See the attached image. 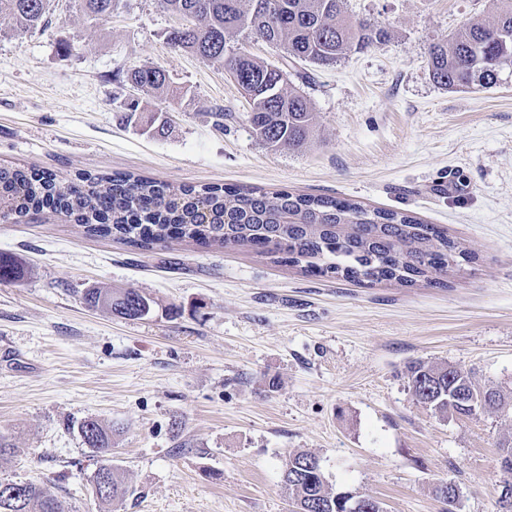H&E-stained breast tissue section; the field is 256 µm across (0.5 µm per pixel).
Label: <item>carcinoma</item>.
Here are the masks:
<instances>
[{
    "label": "carcinoma",
    "mask_w": 512,
    "mask_h": 512,
    "mask_svg": "<svg viewBox=\"0 0 512 512\" xmlns=\"http://www.w3.org/2000/svg\"><path fill=\"white\" fill-rule=\"evenodd\" d=\"M93 16L105 19L116 0H82ZM174 14H192L197 25L190 32L173 29L168 43L190 50L224 67L247 98V121L253 134L272 149L302 148L313 132L308 100L286 86L280 66L227 49L240 31L282 47L293 62L328 66L353 50L382 42L388 31L345 14L344 0H160ZM489 21L471 22L429 47L434 82L450 91L489 89L500 82L503 45L512 50V0H496ZM49 0H0V17L13 20L15 30L35 29L45 22ZM127 81L143 91L168 92L165 72L158 67L133 68ZM0 200L8 207L4 219L49 209L85 225L92 236H110L142 250L174 239H191L206 247L248 248L284 255L305 270L336 273L361 282L395 280L405 286L437 283L448 268L474 253L460 248L448 232L425 224L405 212L371 208L347 199L315 197L286 190L235 189L218 186H173L144 176L105 177L86 174L63 182L53 173L0 168ZM336 261L325 266L326 257ZM21 269L0 255V281L19 277ZM86 301L112 314L139 319L149 303L129 288L102 300L90 291ZM408 385L416 400L428 401L442 416H472L473 378L443 364L414 361L408 366ZM485 412L507 413L512 396L494 387ZM85 444L102 457L112 453V428L94 419L81 424ZM314 454L288 455L283 483L292 512H336V491L326 483ZM108 472L107 487L95 492L103 503L122 501L127 486L117 468L103 463L91 484ZM0 512H65L64 504L48 488L25 481L20 497L0 495Z\"/></svg>",
    "instance_id": "obj_1"
}]
</instances>
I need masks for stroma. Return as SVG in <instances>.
<instances>
[{
  "label": "stroma",
  "mask_w": 512,
  "mask_h": 512,
  "mask_svg": "<svg viewBox=\"0 0 512 512\" xmlns=\"http://www.w3.org/2000/svg\"><path fill=\"white\" fill-rule=\"evenodd\" d=\"M344 9L388 39L330 67L234 41L284 67L315 113L307 146L276 152L223 68L169 46L177 20L156 0H120L106 19L51 0L48 25L22 33L0 19V166L351 199L441 225L476 254L441 287L357 284L250 249L139 250L63 217L0 220V254L24 269L0 281V479L46 484L67 512H288L285 460L309 451L330 487L387 512H444L445 481L457 512H497L512 414L440 418L407 378L410 362H442L512 391V73L451 92L427 57L492 0ZM142 66L164 69L172 95L133 90L125 74ZM134 100L170 113L165 134L126 121ZM94 288L136 289L150 311L90 307ZM88 418L112 429L120 503L92 491Z\"/></svg>",
  "instance_id": "35a3bbf8"
}]
</instances>
